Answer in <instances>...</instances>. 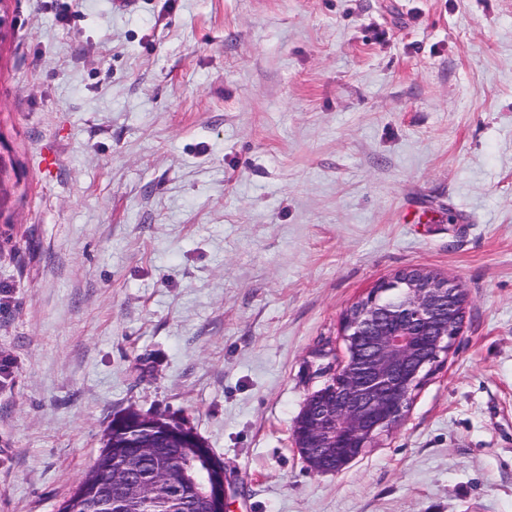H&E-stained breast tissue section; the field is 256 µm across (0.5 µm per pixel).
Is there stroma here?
<instances>
[{"mask_svg":"<svg viewBox=\"0 0 512 512\" xmlns=\"http://www.w3.org/2000/svg\"><path fill=\"white\" fill-rule=\"evenodd\" d=\"M0 512H57L114 417L225 512H512V0H9ZM408 267L462 332L336 473L291 440L344 312Z\"/></svg>","mask_w":512,"mask_h":512,"instance_id":"stroma-1","label":"stroma"}]
</instances>
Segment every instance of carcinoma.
<instances>
[{
  "label": "carcinoma",
  "mask_w": 512,
  "mask_h": 512,
  "mask_svg": "<svg viewBox=\"0 0 512 512\" xmlns=\"http://www.w3.org/2000/svg\"><path fill=\"white\" fill-rule=\"evenodd\" d=\"M144 418L141 412L130 410L122 414L125 428L108 427L103 448L58 512H89L87 502L93 499L106 503L129 496L137 500L135 512H211L207 503L187 488V468L200 457L202 447L175 443L147 450L133 448L127 430L138 427ZM120 461L142 487L132 489L114 480Z\"/></svg>",
  "instance_id": "carcinoma-1"
}]
</instances>
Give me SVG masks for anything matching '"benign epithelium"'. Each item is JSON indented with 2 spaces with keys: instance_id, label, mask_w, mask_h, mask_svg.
Instances as JSON below:
<instances>
[{
  "instance_id": "benign-epithelium-1",
  "label": "benign epithelium",
  "mask_w": 512,
  "mask_h": 512,
  "mask_svg": "<svg viewBox=\"0 0 512 512\" xmlns=\"http://www.w3.org/2000/svg\"><path fill=\"white\" fill-rule=\"evenodd\" d=\"M391 281L405 286L398 303L377 300L378 291L343 314L341 336L346 354L333 374L335 383L310 394L295 421L292 441L317 473L340 448L336 470L361 456L381 436L392 432L408 410L413 392L430 376L461 334L465 318L462 287L427 268L396 272ZM150 442L192 440L196 433L149 422ZM193 491L224 512V476L204 456Z\"/></svg>"
}]
</instances>
